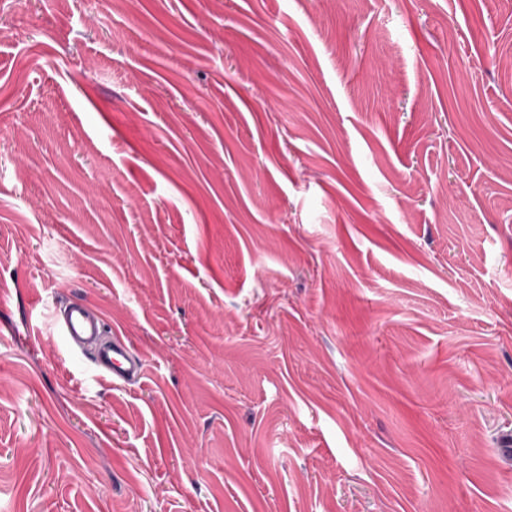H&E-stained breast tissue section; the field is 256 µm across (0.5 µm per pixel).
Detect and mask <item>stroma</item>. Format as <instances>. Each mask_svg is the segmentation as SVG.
Listing matches in <instances>:
<instances>
[{"label":"stroma","instance_id":"obj_1","mask_svg":"<svg viewBox=\"0 0 512 512\" xmlns=\"http://www.w3.org/2000/svg\"><path fill=\"white\" fill-rule=\"evenodd\" d=\"M112 2L0 0V512H512V0ZM53 324L70 344L83 347L100 335L103 321L91 314L82 304L72 302L66 306L63 314L53 310ZM95 363L102 372L114 380H129L140 376L144 370L141 358L135 356L128 345L114 340L112 345H102L94 354Z\"/></svg>","mask_w":512,"mask_h":512}]
</instances>
